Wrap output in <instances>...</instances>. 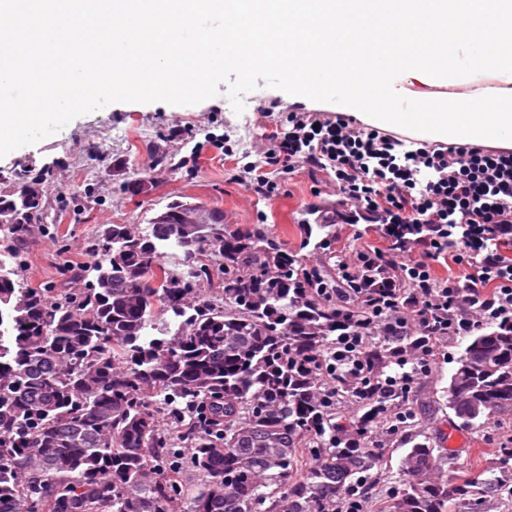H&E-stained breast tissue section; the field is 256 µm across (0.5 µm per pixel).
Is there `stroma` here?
<instances>
[{
	"mask_svg": "<svg viewBox=\"0 0 512 512\" xmlns=\"http://www.w3.org/2000/svg\"><path fill=\"white\" fill-rule=\"evenodd\" d=\"M218 89V95L194 105L113 103L0 158L3 171L29 160L51 172L45 218L50 233L35 235L29 244L27 284L62 285L64 262L85 261L102 225L147 228L175 200L221 210L228 227L261 229L282 250L318 257L328 270L359 243L387 249L379 225L365 222L336 224L330 248H319L316 214L335 206L336 192L329 182L313 183L303 169L284 177L277 197L250 195L238 176L255 141L274 130V114L288 111L293 102L283 91L261 85L244 95V110L238 114L226 84ZM266 109L271 112L267 118L262 115ZM136 176L146 190L134 196L126 184ZM467 343L464 336L444 340L431 372L420 379L410 397L411 418L383 448L373 470L368 512H379L394 488L405 482L401 461L414 439L447 449L443 476L453 484L476 482L484 512H512V462L498 453L501 442L512 435V418L462 428L447 407L450 377Z\"/></svg>",
	"mask_w": 512,
	"mask_h": 512,
	"instance_id": "stroma-1",
	"label": "stroma"
}]
</instances>
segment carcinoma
I'll list each match as a JSON object with an SVG mask.
<instances>
[{"mask_svg":"<svg viewBox=\"0 0 512 512\" xmlns=\"http://www.w3.org/2000/svg\"><path fill=\"white\" fill-rule=\"evenodd\" d=\"M49 170L22 164L0 178L7 224L0 262V512H336L346 487L380 459L340 432L318 402L314 362L360 316L316 297L302 261L224 220L180 224L173 201L146 230L105 224L89 246L95 281L24 284L27 250L46 213ZM39 184L43 191L26 196ZM182 252L184 270L163 266ZM222 259L219 306L193 295ZM207 403L205 422L192 411ZM460 426L512 414V324L470 337L448 385ZM179 424L184 447L160 428ZM200 477L180 475V456ZM442 448L417 442L408 479L383 512H479L473 485L435 476Z\"/></svg>","mask_w":512,"mask_h":512,"instance_id":"cac0c4a2","label":"carcinoma"}]
</instances>
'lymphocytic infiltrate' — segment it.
Segmentation results:
<instances>
[{
	"label": "lymphocytic infiltrate",
	"instance_id": "lymphocytic-infiltrate-1",
	"mask_svg": "<svg viewBox=\"0 0 512 512\" xmlns=\"http://www.w3.org/2000/svg\"><path fill=\"white\" fill-rule=\"evenodd\" d=\"M262 174L245 184L266 198L280 188L270 175L301 165L324 173L347 212L345 222L428 224L430 237L414 247L396 241L388 249L359 247L327 276L319 259L305 271L324 300L362 310L367 324L341 333L312 367L325 408L345 395L386 426L376 448L397 435L411 416L407 402L428 375L440 342L470 336L486 325L512 323V149L480 144L442 145L369 128L343 113L330 118L288 111L261 144ZM451 258L461 277L437 278L434 265ZM385 285L373 288L369 279ZM399 340L397 374L378 372L369 338Z\"/></svg>",
	"mask_w": 512,
	"mask_h": 512
}]
</instances>
